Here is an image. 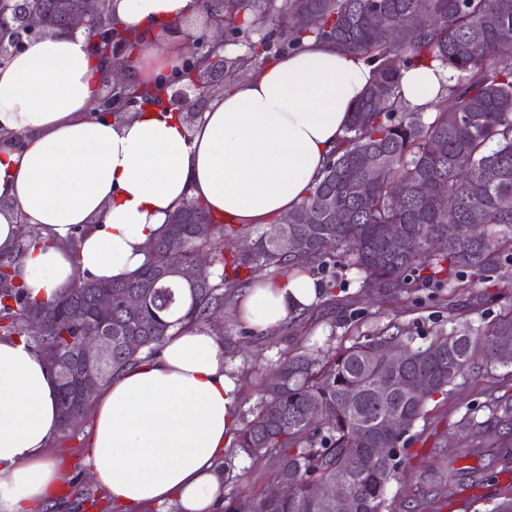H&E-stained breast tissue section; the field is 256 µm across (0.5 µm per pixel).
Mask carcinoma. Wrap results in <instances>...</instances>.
Wrapping results in <instances>:
<instances>
[{"label":"carcinoma","mask_w":512,"mask_h":512,"mask_svg":"<svg viewBox=\"0 0 512 512\" xmlns=\"http://www.w3.org/2000/svg\"><path fill=\"white\" fill-rule=\"evenodd\" d=\"M202 9L224 18L227 32L242 39L245 57L222 55L223 66L269 59L273 38L289 51L313 39L368 58L372 79L321 176L291 212L294 223L280 225L281 235L298 241L296 249L283 250L273 235L248 233L244 224L215 223L203 242L193 237L202 204L190 201L175 211L178 223L154 242L149 260L130 278L112 282L120 294H142L143 306L133 318L114 308L104 381L142 354L157 353L171 330L209 322L224 300L269 276L313 277L331 269L330 280L316 281L323 306L336 304L335 288L355 282L389 300L425 288L453 311L457 289L496 285L512 263V0H202ZM311 14L318 24L309 23ZM433 62L451 76L426 118L401 103L398 89L403 69ZM364 155L375 158L374 170L360 167ZM439 194L455 201L453 213L438 208ZM388 224L403 228L398 254L386 246ZM471 224L483 226L481 237H468ZM435 236L448 246L430 249ZM326 238L335 241L331 251L322 249ZM173 246L188 256L209 251L197 281L173 274L157 279ZM13 262L0 260V337L26 336L46 357L52 348L74 351L78 322L33 338L28 317L62 301L79 316L89 313L92 280L82 278L38 304L12 282ZM501 296L505 304L490 321L476 328L465 322L422 345L396 325L334 351L297 343L269 370L264 398L230 445L232 452L272 461L270 479L292 482V492L282 499L263 490L226 496L224 512H336L324 489L340 480L358 512H396L387 486L397 479L410 432L429 403L459 378L512 364V356H501L512 350V295L503 290ZM393 350L403 353L402 363L389 360ZM419 376L430 380L425 389L403 385ZM380 383L391 387L385 396ZM486 408L490 418L512 421V402ZM374 448L395 452L375 458Z\"/></svg>","instance_id":"cac0c4a2"}]
</instances>
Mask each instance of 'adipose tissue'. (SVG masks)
<instances>
[{"instance_id": "1", "label": "adipose tissue", "mask_w": 512, "mask_h": 512, "mask_svg": "<svg viewBox=\"0 0 512 512\" xmlns=\"http://www.w3.org/2000/svg\"><path fill=\"white\" fill-rule=\"evenodd\" d=\"M200 11L201 0H113V20L152 43L134 55L129 81L179 69L176 48L154 45L157 24ZM448 76L436 65L405 69L403 102L429 111ZM370 79L363 58L311 42L227 83L195 122L164 104L104 119L93 112L99 62L85 33L32 41L0 66V253L16 257L14 283L42 302L82 276L128 279L189 201L228 224H273L307 196ZM315 298L310 276L269 279L235 312L265 331ZM57 393L25 338L0 339V512H45L59 499L61 465L48 455ZM237 398L222 340L204 324L172 331L160 355L99 391L91 474L121 512H223Z\"/></svg>"}]
</instances>
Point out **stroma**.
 Wrapping results in <instances>:
<instances>
[{"instance_id":"35a3bbf8","label":"stroma","mask_w":512,"mask_h":512,"mask_svg":"<svg viewBox=\"0 0 512 512\" xmlns=\"http://www.w3.org/2000/svg\"><path fill=\"white\" fill-rule=\"evenodd\" d=\"M358 291L357 285H350L344 291L349 304L336 306L313 324L309 345L336 347L389 323L409 327L421 339L451 328L447 311L433 306L426 290L419 288L407 299L384 304L368 301ZM218 323L226 334L224 357L237 380V419L242 422L249 419L260 400L264 375L280 355L295 345L297 338L284 327L265 337H244L245 326L237 319L229 300L224 303ZM493 397H512V365H497L483 376L458 379L456 385L449 387L447 398L431 404L426 418L415 427L416 435L410 441L399 479L388 487L389 497L400 500L419 490L433 489L435 472L451 464L484 472L487 479L477 493L460 489L453 495L435 498L427 512H479L483 502L511 491L512 471L502 466L497 450L501 443L512 442V425L490 422L489 430L475 438L459 429L462 419L472 411L478 420L489 421L483 404ZM91 428V418H84L73 431L59 434L50 446L51 456L64 462L60 497L67 506L66 512H115L85 464ZM461 448L466 451L462 457L457 454ZM270 469L264 459L252 460L242 454L228 457L224 461L225 494L266 488Z\"/></svg>"}]
</instances>
